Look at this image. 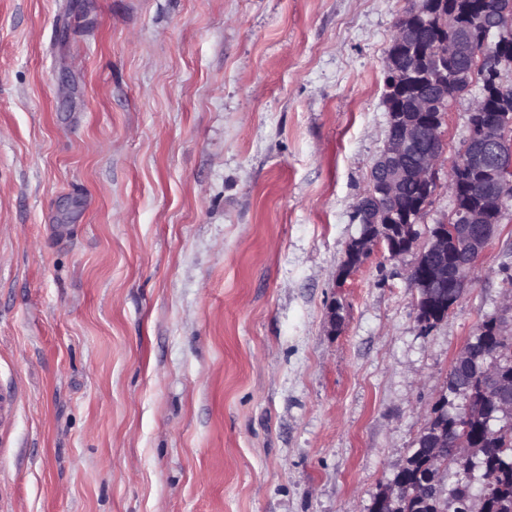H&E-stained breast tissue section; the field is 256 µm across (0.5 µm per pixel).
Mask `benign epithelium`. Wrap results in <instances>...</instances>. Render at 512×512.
Masks as SVG:
<instances>
[{
	"label": "benign epithelium",
	"instance_id": "obj_1",
	"mask_svg": "<svg viewBox=\"0 0 512 512\" xmlns=\"http://www.w3.org/2000/svg\"><path fill=\"white\" fill-rule=\"evenodd\" d=\"M428 6L429 0H415L395 23V34L386 53L385 75L397 86L409 84L410 75L401 71L400 52L416 42L421 13ZM477 19L485 35H497V44L490 53L479 55L476 68L456 75L451 82L448 74L440 70L432 72L428 81L433 90L414 95L406 112H396L392 102L386 103L391 131L374 164L372 189L367 199L377 205V217L383 219V223H398L397 232L370 233L348 242L363 261L377 247H385L392 259L417 250L410 280L419 292L417 320L425 327L433 323V318L427 314L428 304L439 293L449 291L455 304L462 298L472 272L479 269L495 237L497 218L508 206L507 191L512 186V153L499 148L512 131V114L493 112L481 123L473 119L461 158L468 171L480 178L479 206L468 210L453 208L445 220L424 236L416 229L438 187L437 164L446 151L447 117L442 109L448 102V87L472 86L477 68L483 65H490L497 72L512 65V3L502 0L495 9L483 8ZM454 28L457 34L426 49L425 56L430 61L442 64L450 56L478 55L475 42L459 30V24H454ZM410 188L415 191L417 202L402 221L398 219V205ZM496 355L495 347H479L468 340L450 370L462 389L472 382L480 383L489 411L485 432L493 438L500 430L494 429L492 422L512 418V382L502 378L496 369ZM469 413V409H464L453 426L460 430L453 450H448V432L432 428L429 422L419 436L422 447L433 449L442 461L452 457L461 467L469 466L474 453V449L467 447Z\"/></svg>",
	"mask_w": 512,
	"mask_h": 512
}]
</instances>
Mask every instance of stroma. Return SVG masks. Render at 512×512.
<instances>
[{"instance_id":"35a3bbf8","label":"stroma","mask_w":512,"mask_h":512,"mask_svg":"<svg viewBox=\"0 0 512 512\" xmlns=\"http://www.w3.org/2000/svg\"><path fill=\"white\" fill-rule=\"evenodd\" d=\"M408 5L0 0V512H369L512 325V206L432 329L414 254L337 278ZM496 317H488L486 320L483 321V328L486 329L487 332L481 334L479 333L475 334L474 336H470L474 342L477 344H480L484 341H499L502 345L506 357L511 356V363H504L505 366V373L504 376L506 378H512V335L508 336L503 333H499L500 329L497 327V331L495 334H493V330L495 328L496 323Z\"/></svg>"}]
</instances>
